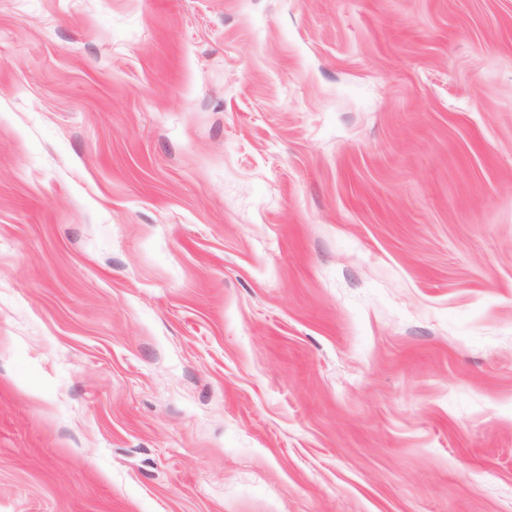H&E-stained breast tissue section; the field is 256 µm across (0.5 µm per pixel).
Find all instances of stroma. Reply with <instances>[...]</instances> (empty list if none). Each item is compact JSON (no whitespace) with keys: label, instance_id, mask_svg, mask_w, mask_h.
Listing matches in <instances>:
<instances>
[{"label":"stroma","instance_id":"1","mask_svg":"<svg viewBox=\"0 0 512 512\" xmlns=\"http://www.w3.org/2000/svg\"><path fill=\"white\" fill-rule=\"evenodd\" d=\"M0 512H512V0H0Z\"/></svg>","mask_w":512,"mask_h":512}]
</instances>
